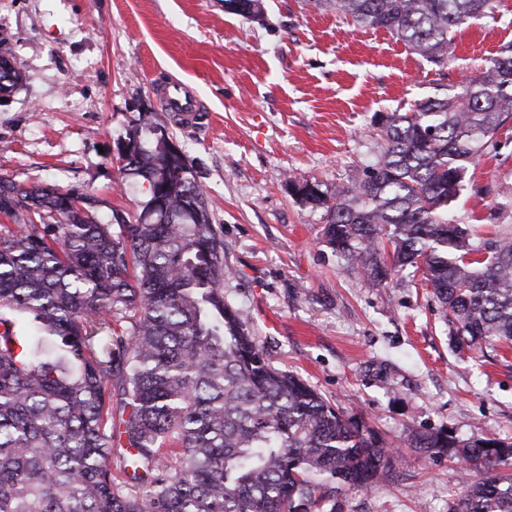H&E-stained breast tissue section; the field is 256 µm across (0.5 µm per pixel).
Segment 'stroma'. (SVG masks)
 Listing matches in <instances>:
<instances>
[{
	"label": "stroma",
	"mask_w": 512,
	"mask_h": 512,
	"mask_svg": "<svg viewBox=\"0 0 512 512\" xmlns=\"http://www.w3.org/2000/svg\"><path fill=\"white\" fill-rule=\"evenodd\" d=\"M262 2L257 21L224 0H0V40L23 74L0 100V177L90 191L138 216L143 192L121 178L118 148L153 112L206 195L224 292L270 364L401 456L369 490L339 496L341 512H452L478 471L409 440L512 441V347L456 350L423 277L373 285L324 243V210L292 186L349 185L384 149L372 117L411 111L440 86L460 91L512 45V0L463 25L442 68L335 10ZM172 79L200 101L192 126L162 107L156 87ZM449 215L479 219L484 238L512 235V137L469 166Z\"/></svg>",
	"instance_id": "1"
}]
</instances>
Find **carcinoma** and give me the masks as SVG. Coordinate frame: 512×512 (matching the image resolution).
I'll return each mask as SVG.
<instances>
[{"mask_svg": "<svg viewBox=\"0 0 512 512\" xmlns=\"http://www.w3.org/2000/svg\"><path fill=\"white\" fill-rule=\"evenodd\" d=\"M383 28L436 66L494 0H305ZM23 81L0 74V93ZM512 121V46L459 92L373 118L385 143L352 187H295L325 242L376 285L422 273L460 348L512 345V237L448 219L468 165ZM169 129L138 119L120 171L135 221L88 191L0 178V512H336L397 457L361 418L270 365L224 293V243ZM482 469L454 512H512V442L417 432Z\"/></svg>", "mask_w": 512, "mask_h": 512, "instance_id": "carcinoma-1", "label": "carcinoma"}]
</instances>
